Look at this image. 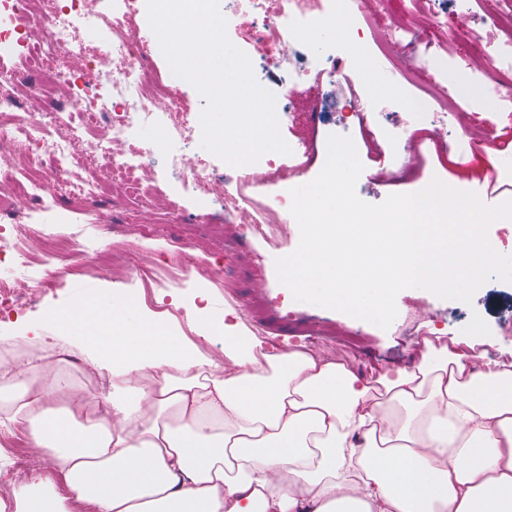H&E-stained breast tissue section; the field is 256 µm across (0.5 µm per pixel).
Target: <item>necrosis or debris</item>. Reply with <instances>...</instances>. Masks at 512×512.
I'll list each match as a JSON object with an SVG mask.
<instances>
[{
  "mask_svg": "<svg viewBox=\"0 0 512 512\" xmlns=\"http://www.w3.org/2000/svg\"><path fill=\"white\" fill-rule=\"evenodd\" d=\"M135 0H51L39 13L41 41L30 47L22 26L26 0H0V44L15 43L20 64L0 67V112L24 110L26 124H0V151H28L34 164L15 179L9 192L0 191V264L11 271L25 268L26 253L17 236L7 233L22 210L42 212L57 203L61 185L69 181L84 157L96 155L112 176H131L138 149L133 133L156 114L167 117L170 137L191 145L197 128L180 111L179 101L168 94L153 70L144 64L139 36L130 23ZM362 0H224V14L238 18L242 29L267 45H297L310 29L329 28L338 15L353 12ZM102 28L109 48L87 53L77 41L79 26ZM82 63L74 70L62 65L64 53ZM471 72H453L447 88L431 89V98L447 100L441 121L469 132V114L457 99L474 84ZM26 87L28 101L19 104L11 87ZM108 114L99 123L100 114ZM67 130L57 140L50 126ZM51 289L49 279L22 287L0 281V319L22 313Z\"/></svg>",
  "mask_w": 512,
  "mask_h": 512,
  "instance_id": "necrosis-or-debris-1",
  "label": "necrosis or debris"
}]
</instances>
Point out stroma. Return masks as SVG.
Returning a JSON list of instances; mask_svg holds the SVG:
<instances>
[{"label":"stroma","instance_id":"obj_1","mask_svg":"<svg viewBox=\"0 0 512 512\" xmlns=\"http://www.w3.org/2000/svg\"><path fill=\"white\" fill-rule=\"evenodd\" d=\"M509 10L512 0H483L482 7L467 13L461 12L459 0H386L378 11L347 18L345 37L327 43L332 50L330 62L323 69L309 71L291 116L279 124L289 146L301 144L309 149V168L301 174L285 172L277 182L247 189V196L260 205L282 191L310 182L326 162L329 136L346 135L363 165L356 193L367 203H381L395 193L421 191L435 178L482 197L486 194L484 181L491 177L502 187L499 200L512 198V166L489 168L493 150L476 148L454 128L436 123L433 114L440 105L426 93L429 87L446 84L449 71L474 69L482 75L496 69L499 62L484 41L490 37L507 40V33L493 28L492 19ZM433 11L447 15L448 28L432 45H417L414 52L406 54V62L418 72L416 83L408 85L395 77L376 82L374 71L393 64L377 31L391 27L396 20L425 27ZM461 18L468 30L482 34V41L466 44L459 40L455 27ZM131 23L142 31L143 60L180 100L190 119L199 120L205 100L190 82L172 73L149 26L143 0H137ZM227 36L249 57L256 81L272 92H279L284 77L304 65V53L291 56L284 50L277 51V63L264 64V48L247 33L231 29ZM343 99L358 101L372 112L373 139L345 130L338 108ZM463 105L474 124L493 127L502 151L512 153V110L486 97L477 85L469 87ZM316 106L321 112L313 122L309 112ZM155 132V127L148 126L135 136V144L142 150L138 174L156 186L152 200H141L126 185L114 183L109 194L92 203L91 209L102 223L90 228L85 216L71 213L70 191L65 188L53 211L30 222L27 234L34 244L33 260L24 276L31 281L51 277L52 290L37 307L24 312L21 320L47 323L53 310L71 302L79 279L87 276L96 288L105 292L121 289L137 299L140 310L163 314L179 335L216 357L221 356L224 342L204 341L191 320L196 310L224 317L241 332L259 337L263 347L285 352L306 345L352 362L364 373L376 365L389 370L404 366L415 344L439 328L453 337L478 336L480 350L489 360L512 350V325L506 322L512 313V284L499 280L486 283L468 304L423 289L403 290L396 298L398 314L385 330L341 312L295 301L279 282L275 261L297 248L298 225L276 224L266 233L242 236L228 229L223 238H215L216 205L202 201L192 187L171 176L168 157L179 145H157ZM415 141L423 143L427 161L420 175L412 176L407 164ZM50 229L79 233L80 244L67 261L45 256L41 236ZM102 245L110 246L115 256L133 255L138 264L149 267L172 266L174 251L179 248L218 272L232 264L236 275L228 285L220 279L205 281L196 276L173 286L137 277L119 283L111 276L90 273Z\"/></svg>","mask_w":512,"mask_h":512}]
</instances>
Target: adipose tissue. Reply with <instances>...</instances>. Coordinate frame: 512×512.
Instances as JSON below:
<instances>
[{"instance_id": "1", "label": "adipose tissue", "mask_w": 512, "mask_h": 512, "mask_svg": "<svg viewBox=\"0 0 512 512\" xmlns=\"http://www.w3.org/2000/svg\"><path fill=\"white\" fill-rule=\"evenodd\" d=\"M54 320L111 387L0 365V434L44 460L0 512H512V358L478 364L470 339L368 381L212 317L214 359L95 288Z\"/></svg>"}]
</instances>
